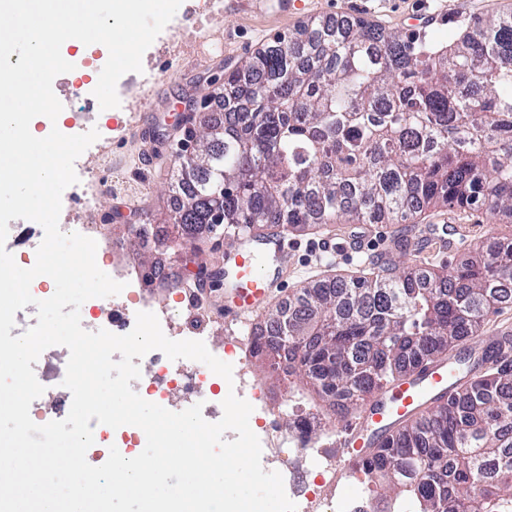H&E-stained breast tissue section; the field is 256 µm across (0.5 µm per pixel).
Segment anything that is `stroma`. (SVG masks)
<instances>
[{
	"instance_id": "1",
	"label": "stroma",
	"mask_w": 512,
	"mask_h": 512,
	"mask_svg": "<svg viewBox=\"0 0 512 512\" xmlns=\"http://www.w3.org/2000/svg\"><path fill=\"white\" fill-rule=\"evenodd\" d=\"M277 0H263L258 9L230 8L229 0H214V17L195 21L190 0H183L175 14L179 26L161 32L143 55L142 73L123 75L117 83L120 105L113 111L97 112L96 124L114 119L119 127L111 139H99L94 149L84 151L81 160L85 177L97 188L92 209L73 205L66 219L74 224H101L113 228L114 238L125 242L123 259L138 262L150 254L147 247L133 245L131 225L150 224L163 228L179 196L171 185L179 162L175 152L184 138L185 128L178 122L181 112L192 103L203 106L207 121L216 119V103L223 99L224 75L241 68L247 58L263 44L279 35H288L311 19L363 18L393 31L424 29H462L463 19L498 12H512V0H310L301 13L278 10ZM150 133L137 138L138 130ZM428 223L472 226L476 237L458 244L452 254L434 258V266L455 267L469 258L477 244L492 245L497 239L512 238V218L492 222L484 206L470 209H436ZM319 230L293 233L288 248L301 271L289 279L274 299L285 302L302 288L336 276L362 275L356 261L316 267L315 247ZM153 255V254H150ZM170 274L188 278L195 265L164 259Z\"/></svg>"
}]
</instances>
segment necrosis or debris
<instances>
[{
  "label": "necrosis or debris",
  "instance_id": "1",
  "mask_svg": "<svg viewBox=\"0 0 512 512\" xmlns=\"http://www.w3.org/2000/svg\"><path fill=\"white\" fill-rule=\"evenodd\" d=\"M111 275L124 283L125 288L119 295L86 301L80 312L85 330L104 329L124 335L134 328L138 312L149 311L157 315L169 339L208 341V334H197L188 328L190 319L205 312L204 307L192 304L188 289H173L168 299L160 303L142 288L141 274L133 264L113 263ZM249 348L250 342L245 339L233 352L217 351V358L233 367V378L229 381L209 368L193 366L183 359L172 361L154 350L139 359L141 376L131 386L140 396L165 408L174 402L184 408L203 404L206 417L214 422L223 415L222 402L228 393H235L252 405L250 427L261 442V460L266 469L282 474L286 494L296 504L297 512H373L365 494L341 487L335 455L316 448L309 435V428L320 423V413L303 407L292 395L280 397L277 404H269L266 389L250 369ZM68 359V349L56 345L44 350L34 363L35 376L45 388L30 406L35 423H44L52 413L69 412L72 395L62 385ZM286 407L292 410V419L287 423L280 417Z\"/></svg>",
  "mask_w": 512,
  "mask_h": 512
}]
</instances>
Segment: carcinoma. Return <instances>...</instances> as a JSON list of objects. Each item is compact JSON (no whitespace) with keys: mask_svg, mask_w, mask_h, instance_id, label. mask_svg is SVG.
Returning a JSON list of instances; mask_svg holds the SVG:
<instances>
[{"mask_svg":"<svg viewBox=\"0 0 512 512\" xmlns=\"http://www.w3.org/2000/svg\"><path fill=\"white\" fill-rule=\"evenodd\" d=\"M245 110L225 111L223 140L197 143L175 186L183 238H224L266 224L404 221L428 208L512 216V14L475 16L447 41L364 20L313 21L225 74ZM391 273L332 279L265 314L257 358L283 348L291 371L341 422L424 360L447 356L458 385L360 458L382 512H512V362L491 364L490 313L512 305V242L477 248L423 279Z\"/></svg>","mask_w":512,"mask_h":512,"instance_id":"obj_1","label":"carcinoma"}]
</instances>
